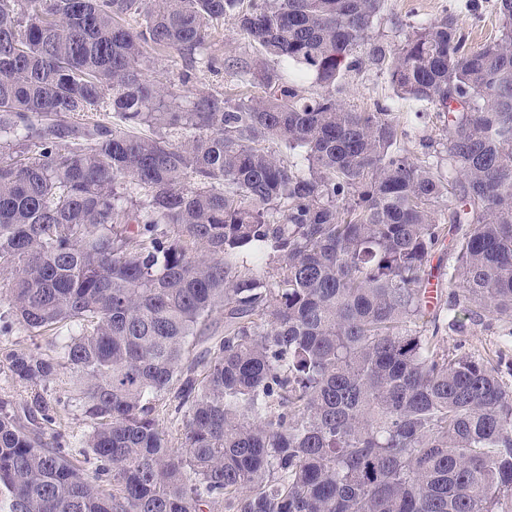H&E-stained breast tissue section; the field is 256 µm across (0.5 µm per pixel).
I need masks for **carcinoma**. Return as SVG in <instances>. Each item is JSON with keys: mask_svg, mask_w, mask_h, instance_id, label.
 Returning <instances> with one entry per match:
<instances>
[{"mask_svg": "<svg viewBox=\"0 0 512 512\" xmlns=\"http://www.w3.org/2000/svg\"><path fill=\"white\" fill-rule=\"evenodd\" d=\"M384 5L0 0V301L33 333L71 326L0 361L31 386L69 366L98 462L42 440L41 396L22 417L0 401V512H512V390L443 336L512 324V0L493 41L423 21L387 66L448 117L444 170L403 153L401 113L336 98ZM230 13L253 53L196 56ZM152 48L263 94L186 111L145 79ZM106 99L112 126L71 122ZM434 268L451 307L429 304ZM160 408V424L168 439L169 445L172 448H180L181 442L183 441V416L182 414H175L171 412L169 407V400L165 398L159 402Z\"/></svg>", "mask_w": 512, "mask_h": 512, "instance_id": "cac0c4a2", "label": "carcinoma"}]
</instances>
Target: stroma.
<instances>
[{
    "label": "stroma",
    "instance_id": "obj_1",
    "mask_svg": "<svg viewBox=\"0 0 512 512\" xmlns=\"http://www.w3.org/2000/svg\"><path fill=\"white\" fill-rule=\"evenodd\" d=\"M496 0H387L383 12L377 17L372 29V45L381 46L385 57H373L369 47L362 48L357 57L359 70L347 72L341 82L340 100L346 107L357 112L402 113L408 135L400 142L401 149L412 156L438 149L445 140L446 121L443 115L430 104L401 98L389 84L385 68L387 54L393 53L401 43L403 33L395 28V21L408 24L414 21L449 18L456 22L466 37L468 47L476 48L499 34L500 18L495 7ZM146 76L165 87L177 84L183 99H193L200 89L218 91L227 95L253 94V87L243 84L227 74L208 71H187L181 56L173 50L163 53L147 51L143 65ZM190 72L188 82H180L183 72ZM507 325L486 316H476L465 325L448 334L446 345L449 354L478 353L489 359L512 362V344L504 335ZM67 368H59L56 376L39 387L14 377L6 364L0 363V398L20 407L31 402L34 394L41 396L57 409L56 420L43 429L44 440L61 434L65 451L87 472H94L97 461L84 446L90 421L83 414L78 402L72 399L67 380Z\"/></svg>",
    "mask_w": 512,
    "mask_h": 512
}]
</instances>
